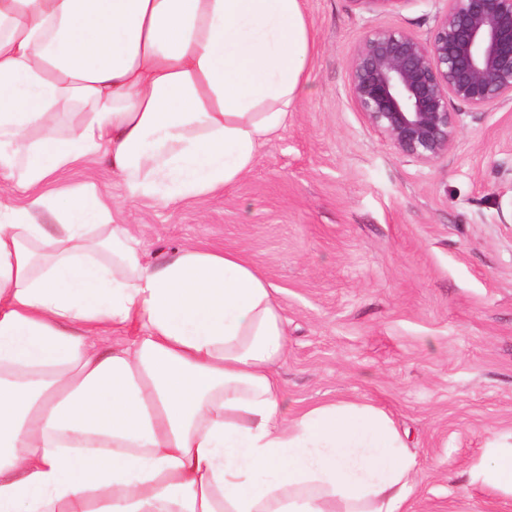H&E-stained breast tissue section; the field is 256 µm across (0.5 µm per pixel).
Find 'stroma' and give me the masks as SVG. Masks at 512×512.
<instances>
[{"mask_svg":"<svg viewBox=\"0 0 512 512\" xmlns=\"http://www.w3.org/2000/svg\"><path fill=\"white\" fill-rule=\"evenodd\" d=\"M303 7L309 83L236 183L166 206L129 198L91 163L55 186L93 179L146 263L187 243L244 256L284 317L275 374L289 410L371 404L415 460L408 512H501L462 474L490 432L512 431V103L451 101L461 124L448 155L403 156L350 100V55L375 25L428 40L445 0Z\"/></svg>","mask_w":512,"mask_h":512,"instance_id":"1","label":"stroma"}]
</instances>
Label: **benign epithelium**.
Segmentation results:
<instances>
[{
    "mask_svg": "<svg viewBox=\"0 0 512 512\" xmlns=\"http://www.w3.org/2000/svg\"><path fill=\"white\" fill-rule=\"evenodd\" d=\"M347 92L400 154L448 155L458 133L450 101L478 111L512 102V0H446L427 41L371 27L353 48Z\"/></svg>",
    "mask_w": 512,
    "mask_h": 512,
    "instance_id": "7a95c632",
    "label": "benign epithelium"
}]
</instances>
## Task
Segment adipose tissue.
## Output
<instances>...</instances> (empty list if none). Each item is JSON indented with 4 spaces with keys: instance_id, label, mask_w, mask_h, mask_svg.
I'll return each mask as SVG.
<instances>
[{
    "instance_id": "adipose-tissue-1",
    "label": "adipose tissue",
    "mask_w": 512,
    "mask_h": 512,
    "mask_svg": "<svg viewBox=\"0 0 512 512\" xmlns=\"http://www.w3.org/2000/svg\"><path fill=\"white\" fill-rule=\"evenodd\" d=\"M312 52L302 0H0V512H406L415 462L381 410L288 411L247 259L147 264L94 181L41 190L91 161L132 198L223 190ZM465 484L512 504V432Z\"/></svg>"
}]
</instances>
